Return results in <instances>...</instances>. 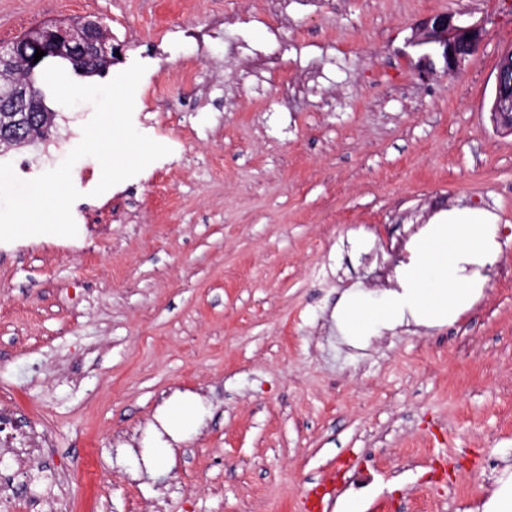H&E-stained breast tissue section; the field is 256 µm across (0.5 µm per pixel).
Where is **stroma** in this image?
I'll return each instance as SVG.
<instances>
[{"label": "stroma", "mask_w": 512, "mask_h": 512, "mask_svg": "<svg viewBox=\"0 0 512 512\" xmlns=\"http://www.w3.org/2000/svg\"><path fill=\"white\" fill-rule=\"evenodd\" d=\"M434 15L484 30L451 74L410 42ZM86 17L122 47L106 79L145 64L133 124L170 152L97 197L81 158L77 235L0 242V387L53 440L39 493L308 512L349 469L359 512H485L512 479V135L488 114L512 0H0V42ZM53 109L0 152L20 179L94 113ZM463 208L499 227L471 308L341 336L339 302L382 299L420 229ZM174 398L202 412L178 440Z\"/></svg>", "instance_id": "1"}]
</instances>
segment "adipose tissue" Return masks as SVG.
<instances>
[{
    "mask_svg": "<svg viewBox=\"0 0 512 512\" xmlns=\"http://www.w3.org/2000/svg\"><path fill=\"white\" fill-rule=\"evenodd\" d=\"M498 255L494 214L451 210L421 229L411 257L397 274L398 287L379 303L362 292L344 298L334 313L342 335L359 338L375 327L406 321L435 326L469 309L484 286L483 267Z\"/></svg>",
    "mask_w": 512,
    "mask_h": 512,
    "instance_id": "1",
    "label": "adipose tissue"
}]
</instances>
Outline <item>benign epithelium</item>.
I'll use <instances>...</instances> for the list:
<instances>
[{"label":"benign epithelium","mask_w":512,"mask_h":512,"mask_svg":"<svg viewBox=\"0 0 512 512\" xmlns=\"http://www.w3.org/2000/svg\"><path fill=\"white\" fill-rule=\"evenodd\" d=\"M482 39L480 27L442 15L423 22L412 44L419 47L432 44L442 48L446 69L452 72L458 67L461 57L476 52ZM38 48L47 57L84 51L110 58L116 54L117 45L112 43V38L98 19L86 20L80 29L61 23L43 25L26 37L7 44L0 43V71L6 72L18 62L29 70L35 69L37 64L33 60ZM0 101L15 116L0 135V141L14 140L21 133L26 139L35 137L33 128L38 117L34 115L36 105L27 85L16 79L1 82ZM491 116L497 130L512 134V50L503 54L495 72Z\"/></svg>","instance_id":"obj_1"}]
</instances>
